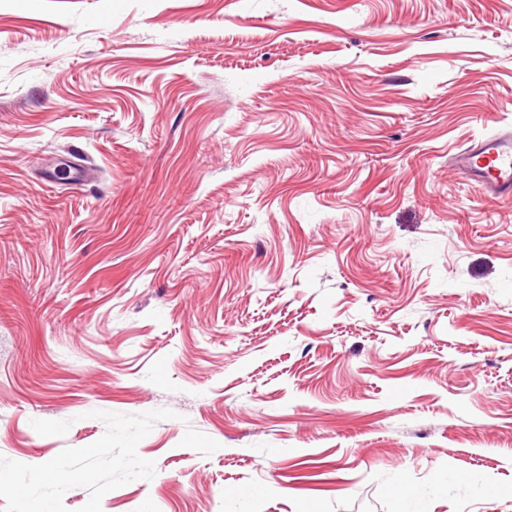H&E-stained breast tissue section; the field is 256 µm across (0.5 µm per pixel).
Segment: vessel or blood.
Listing matches in <instances>:
<instances>
[{"mask_svg":"<svg viewBox=\"0 0 512 512\" xmlns=\"http://www.w3.org/2000/svg\"><path fill=\"white\" fill-rule=\"evenodd\" d=\"M454 166L490 199L512 197V132L494 133L453 154Z\"/></svg>","mask_w":512,"mask_h":512,"instance_id":"obj_1","label":"vessel or blood"}]
</instances>
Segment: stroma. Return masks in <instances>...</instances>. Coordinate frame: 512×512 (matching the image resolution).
Instances as JSON below:
<instances>
[{
    "instance_id": "stroma-1",
    "label": "stroma",
    "mask_w": 512,
    "mask_h": 512,
    "mask_svg": "<svg viewBox=\"0 0 512 512\" xmlns=\"http://www.w3.org/2000/svg\"><path fill=\"white\" fill-rule=\"evenodd\" d=\"M505 128L512 0H0V512H512ZM453 165L490 199L512 197V132H496L452 155Z\"/></svg>"
}]
</instances>
